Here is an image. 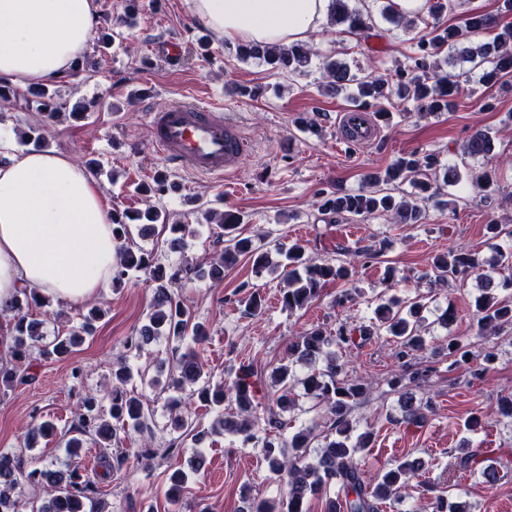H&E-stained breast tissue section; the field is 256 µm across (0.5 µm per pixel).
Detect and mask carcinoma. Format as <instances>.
I'll return each mask as SVG.
<instances>
[{
  "instance_id": "carcinoma-1",
  "label": "carcinoma",
  "mask_w": 512,
  "mask_h": 512,
  "mask_svg": "<svg viewBox=\"0 0 512 512\" xmlns=\"http://www.w3.org/2000/svg\"><path fill=\"white\" fill-rule=\"evenodd\" d=\"M446 5L438 3L433 7L434 23L429 36L420 38L414 47L410 63L395 70L394 75L360 76L351 72L345 63L333 59L322 61V77L341 90L356 85L357 96L373 100L389 99L392 88H397L406 97L412 99L419 109L428 114L444 112L453 105V100L461 89L470 82L466 72H444L437 61L442 46L459 50L461 56L476 66L487 62L493 67L486 70L483 79L492 84L504 76L512 74V22H502L484 14L470 13L452 26L440 21V14ZM384 17L396 28L404 31L414 25V20L393 7L384 11ZM330 20L333 23L347 25L353 34H367L373 28V18L369 12L349 7L348 0H332ZM487 30L496 34L491 41L478 47H472V41ZM243 60L253 59L264 62L279 75L293 76L306 71L311 65L314 51L308 44L291 46H269L267 44H248L238 48ZM491 151V139L478 131L463 145V154L470 157L487 156ZM437 158L427 155L422 158L411 154L399 158L384 172V176L373 177L375 184L384 187L360 194H342L338 191L322 196L319 210L340 217H366L372 214L391 215L398 224L417 223L422 212L419 203L424 198L413 200L396 199L391 185L397 181L412 180L415 188L425 192L428 184L419 180L425 171L436 168ZM495 174L489 170L470 178L469 187L480 192H488L494 185ZM205 220L224 230L225 246L218 256L207 263H185L178 267H165L156 263L152 254L141 248H132L126 240L130 236L131 223H136L139 231L155 228L157 224L169 221L166 211L149 207L144 211L131 214L112 215L113 238L117 249V263L112 274V287L119 288L132 272H144L155 283L151 312L146 323L138 332L142 339H130V346L137 348L143 341L159 336L184 339L192 336L196 342H202L208 335L204 324L196 321L192 312L174 292V287L190 275L208 278L213 281L224 279V270L234 266L240 257L252 261L256 272L269 270L283 275L287 288L283 290L281 303L290 312L300 311L317 300L327 284L335 281H350L354 267L343 262L326 261L310 264L304 258L300 245L292 244L277 249V259L271 253L256 247L252 239L237 234L240 217L227 211L216 212L211 209L202 211ZM474 277L482 281L481 294L475 300L477 317V335L485 338L497 333L502 326L512 325V304L498 300V287H511L512 278L505 276L501 281L482 269L479 260L471 253L450 249L432 257L431 273L426 275L429 282L437 285L465 283ZM30 305L44 304L45 297L36 291L23 290L14 305L4 311L13 314L12 353L15 364L0 365V386L12 387L32 380L28 373L20 372V365L29 361L31 348L39 347L40 355L62 357L84 342V337L93 334L95 322L102 317V310L92 308L83 316L82 322L68 333L57 336L49 343L43 342L42 322L31 319L22 313V301ZM264 304L259 292L254 291L240 300L242 313L254 315ZM430 312L427 297L416 294L412 298L390 296L379 297L375 308L374 321L359 328L350 329L341 324L335 332L322 327H314L296 337L290 343L289 362L277 366L271 373L274 386L281 394L277 398V409L259 413V404L250 390L249 373L242 371L232 382H212L204 371L194 348H189L174 366V372L167 376V382L154 380L165 390L182 393L190 391L216 417L208 430H195L189 417L181 408V398L170 397L172 409L171 421L177 431L192 433V438L208 435L230 434L245 443H261L264 460L270 476L287 487L285 497L276 504L253 505L248 495L242 496L243 506L240 512H307V502L328 492L331 485L338 487L341 496L328 500L327 512H381L383 504L401 498V490L409 481L425 469V461L420 458H405L380 473L376 478L366 477L357 455L371 446L374 441V429L370 426L358 430L351 422V413L369 395L370 387L359 380L343 378L345 365L340 363L331 347L343 349L358 342L365 343L373 337L383 334L391 336L399 343L397 356L403 360L404 373L387 381L390 390L398 393L400 420L407 425H419L426 420L428 402L419 396L421 385L433 372L430 365L416 361L417 353L428 346V340L422 334L423 324ZM448 356L456 363L468 361V344L453 336L448 337L446 346ZM303 365L309 373L300 378L295 367ZM112 392L109 412L99 400L85 396L76 413V428L73 435L65 441L68 454L74 459L82 456L87 440L99 448H107L119 441L117 428L109 423L106 416L137 431L147 427V414L140 397L126 389L132 378L130 367L120 364L112 372ZM303 385L306 393L318 400L325 408L330 423L332 439L322 445L313 460L309 448L316 438L315 428L305 427L290 435L288 420L284 414L295 407L291 393L295 385ZM233 406L234 413H224V406ZM197 472L191 467L179 468L169 477L168 500L177 504L183 488L190 476ZM40 486L49 492L38 512H94L95 504L90 494L95 492L94 482L84 479L79 467L68 471L49 468L24 470L17 457L0 453V512H17L14 494L22 484Z\"/></svg>"
}]
</instances>
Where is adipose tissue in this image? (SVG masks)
Here are the masks:
<instances>
[{"instance_id": "1", "label": "adipose tissue", "mask_w": 512, "mask_h": 512, "mask_svg": "<svg viewBox=\"0 0 512 512\" xmlns=\"http://www.w3.org/2000/svg\"><path fill=\"white\" fill-rule=\"evenodd\" d=\"M216 39L308 41L331 0H185ZM100 24L96 0H0V78L27 89L66 76ZM112 210L90 172L62 151H19L0 137V310L17 292L77 306L112 280Z\"/></svg>"}]
</instances>
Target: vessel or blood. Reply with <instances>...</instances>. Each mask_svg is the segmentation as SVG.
<instances>
[{"mask_svg": "<svg viewBox=\"0 0 512 512\" xmlns=\"http://www.w3.org/2000/svg\"><path fill=\"white\" fill-rule=\"evenodd\" d=\"M346 143H368L375 123L364 110L351 107L343 114ZM151 146L168 163L202 176L231 179L237 175L251 144L236 122L216 107L193 101L169 104L148 116Z\"/></svg>", "mask_w": 512, "mask_h": 512, "instance_id": "obj_1", "label": "vessel or blood"}]
</instances>
